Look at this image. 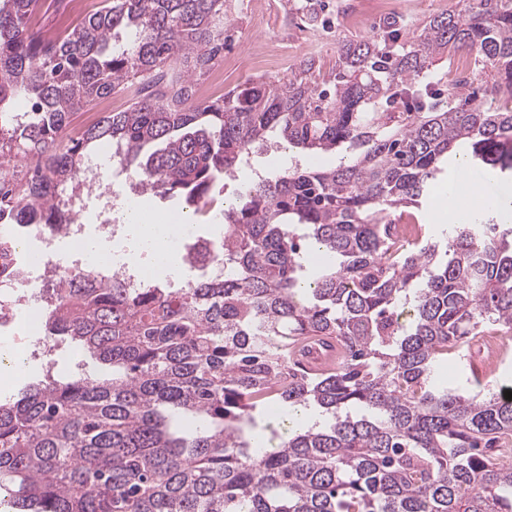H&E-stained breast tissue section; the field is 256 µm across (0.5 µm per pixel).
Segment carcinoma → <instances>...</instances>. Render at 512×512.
<instances>
[{"label":"carcinoma","mask_w":512,"mask_h":512,"mask_svg":"<svg viewBox=\"0 0 512 512\" xmlns=\"http://www.w3.org/2000/svg\"><path fill=\"white\" fill-rule=\"evenodd\" d=\"M64 36L37 0H0V224H69L55 204L112 143L142 190L185 199L187 222L256 144L345 147L244 185L224 237L186 244L178 288L64 282L50 336L86 377L0 400V498L16 512H512V399L436 379L439 355L512 333V221L486 202L426 236L423 205L463 160L512 174V0H470L402 40L393 16L338 50L333 94L248 82L216 100L196 81L224 52V0H105ZM476 85L430 80L443 54ZM136 89L77 137L71 117ZM25 94L31 111L11 105ZM420 234L393 248L396 224ZM334 350V368L303 362ZM56 359L58 362L57 368L55 370L56 378H67L70 376L78 375V373H73L72 368L75 364H80L83 368V371L85 367H87L86 369L89 368L90 371L93 369V363L88 355L82 349L76 347L68 340H64V342H62Z\"/></svg>","instance_id":"1"}]
</instances>
